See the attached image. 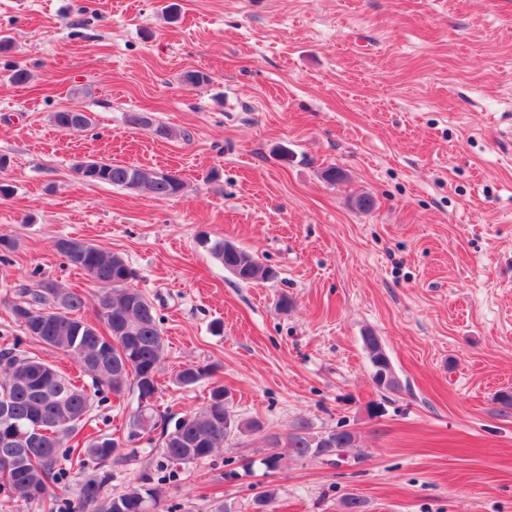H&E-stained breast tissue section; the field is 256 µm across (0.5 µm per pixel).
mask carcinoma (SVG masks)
<instances>
[{
  "label": "carcinoma",
  "instance_id": "cac0c4a2",
  "mask_svg": "<svg viewBox=\"0 0 512 512\" xmlns=\"http://www.w3.org/2000/svg\"><path fill=\"white\" fill-rule=\"evenodd\" d=\"M50 120L66 132L84 130L92 123L88 113L77 106L52 113ZM131 123L148 128L161 139L174 136L172 128L146 116L135 115ZM75 173L87 182L145 190L158 199L180 196L186 188L182 178H172L161 170L112 161L89 159ZM71 241V237L59 236L54 239L53 247L69 265L103 287L95 319L79 316L85 307L83 295L45 278L31 287L21 288L20 301L11 310L25 336L70 356L91 384L43 363L38 355L24 349L21 341L0 350V457L17 455L15 466L9 470L0 468V503L36 501L46 512H56V497L51 489L67 477L62 458L76 456V465L81 469L89 460L102 465L113 459L118 439L101 430L86 435L81 446L71 444L92 422L94 398L103 401L108 394L119 397L123 393V389L107 384L106 373L127 366L126 388L139 396L149 391L156 393L165 351L161 319L153 303L142 292L129 287L135 274L125 259L88 242L76 257L65 247ZM203 244L242 283L276 278V271L222 237H206ZM362 341L376 385L396 389L397 382L388 380L392 371L380 338L368 330ZM29 361L45 364L46 372L40 375L27 372ZM210 376V367L198 369L189 365L178 373L177 382L192 387ZM224 392V385L213 384L207 402L198 411L176 420L171 427L154 411L143 413L137 407L129 417L127 440H144L150 444L152 434L159 429L168 440L162 452L166 467L178 468L204 460L234 436L261 428L256 420L242 421ZM282 441L299 458L319 457L325 449L338 448L344 452L355 447L356 434L342 425L316 431L308 421L300 420L285 437L268 438V444L273 447ZM107 480L105 474L81 484L77 512H100V492ZM148 481L150 478L142 477L140 484L109 499L112 504L119 503L112 512H143L145 505H156V493L147 486Z\"/></svg>",
  "mask_w": 512,
  "mask_h": 512
}]
</instances>
